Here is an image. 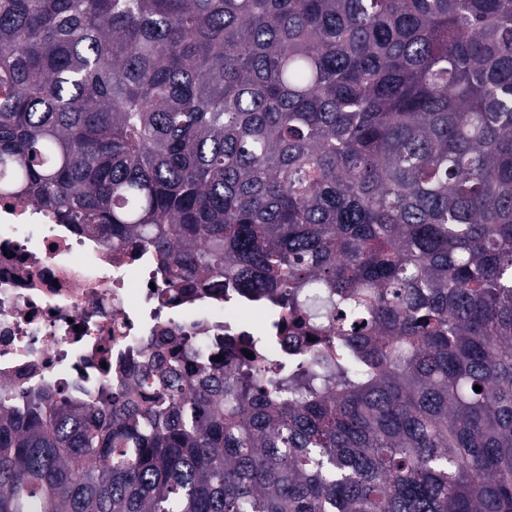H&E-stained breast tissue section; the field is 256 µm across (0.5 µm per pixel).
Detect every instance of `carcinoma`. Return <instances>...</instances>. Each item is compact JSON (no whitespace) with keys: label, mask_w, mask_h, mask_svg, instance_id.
Listing matches in <instances>:
<instances>
[{"label":"carcinoma","mask_w":512,"mask_h":512,"mask_svg":"<svg viewBox=\"0 0 512 512\" xmlns=\"http://www.w3.org/2000/svg\"><path fill=\"white\" fill-rule=\"evenodd\" d=\"M7 194L288 316L0 382V512H512V0H0ZM308 348L309 341L307 338H302L299 341H293L289 338L282 337L278 338L274 342V349L284 362H291Z\"/></svg>","instance_id":"carcinoma-1"}]
</instances>
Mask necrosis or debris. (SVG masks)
<instances>
[{"label":"necrosis or debris","mask_w":512,"mask_h":512,"mask_svg":"<svg viewBox=\"0 0 512 512\" xmlns=\"http://www.w3.org/2000/svg\"><path fill=\"white\" fill-rule=\"evenodd\" d=\"M155 259L63 223L26 200H0V380L77 396L131 383L143 337L213 349L243 335L260 300L171 288Z\"/></svg>","instance_id":"4bbe7bcc"}]
</instances>
